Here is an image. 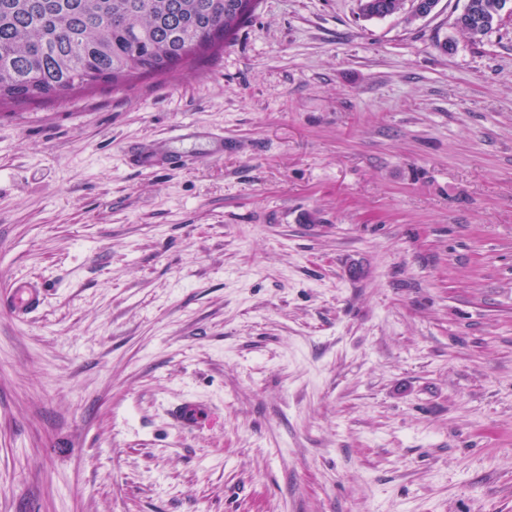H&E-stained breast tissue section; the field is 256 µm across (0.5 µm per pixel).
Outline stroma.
Here are the masks:
<instances>
[{
	"instance_id": "stroma-1",
	"label": "stroma",
	"mask_w": 512,
	"mask_h": 512,
	"mask_svg": "<svg viewBox=\"0 0 512 512\" xmlns=\"http://www.w3.org/2000/svg\"><path fill=\"white\" fill-rule=\"evenodd\" d=\"M465 3L262 0L0 107V298L47 290L0 306V512H512V15ZM501 1L504 0H467V4L465 6V8L468 7L467 13H475L484 17V22L479 27H470L468 25H456V27L470 40L480 41L501 20L502 15L499 16V10H495L494 13H491L493 4H499ZM46 291V288L38 285L22 284L14 289L3 303L16 315L26 316L41 307ZM170 414L175 424L184 431L199 429L211 418V413L197 401L185 398L179 401Z\"/></svg>"
}]
</instances>
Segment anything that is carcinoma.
I'll use <instances>...</instances> for the list:
<instances>
[{"instance_id":"1","label":"carcinoma","mask_w":512,"mask_h":512,"mask_svg":"<svg viewBox=\"0 0 512 512\" xmlns=\"http://www.w3.org/2000/svg\"><path fill=\"white\" fill-rule=\"evenodd\" d=\"M245 0H0V104L64 100L81 91L178 73L213 54L254 16ZM405 0H359L363 17ZM501 0H467L484 17L459 30L472 41L500 21Z\"/></svg>"}]
</instances>
